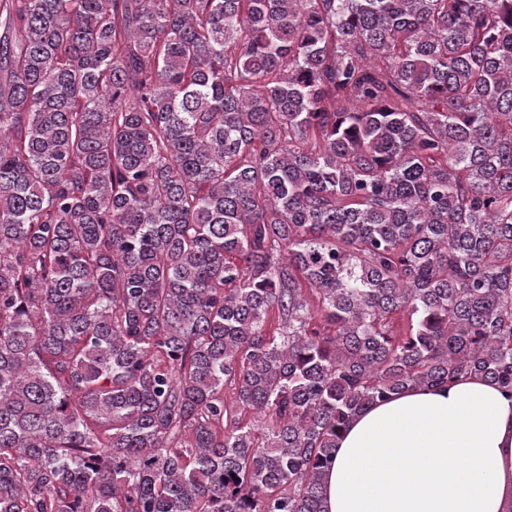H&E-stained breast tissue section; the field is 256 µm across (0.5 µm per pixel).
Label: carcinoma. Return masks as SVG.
Returning a JSON list of instances; mask_svg holds the SVG:
<instances>
[{
  "label": "carcinoma",
  "instance_id": "1",
  "mask_svg": "<svg viewBox=\"0 0 512 512\" xmlns=\"http://www.w3.org/2000/svg\"><path fill=\"white\" fill-rule=\"evenodd\" d=\"M462 376L512 394V0H0V512H325Z\"/></svg>",
  "mask_w": 512,
  "mask_h": 512
}]
</instances>
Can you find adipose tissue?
<instances>
[{
	"label": "adipose tissue",
	"mask_w": 512,
	"mask_h": 512,
	"mask_svg": "<svg viewBox=\"0 0 512 512\" xmlns=\"http://www.w3.org/2000/svg\"><path fill=\"white\" fill-rule=\"evenodd\" d=\"M327 512H512V396L464 378L378 402L342 431Z\"/></svg>",
	"instance_id": "ef3b65f1"
}]
</instances>
